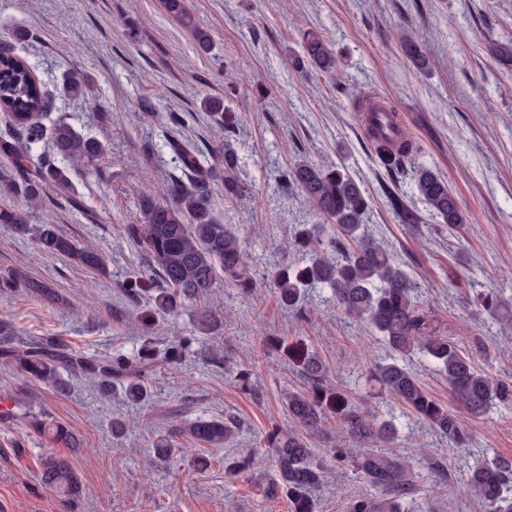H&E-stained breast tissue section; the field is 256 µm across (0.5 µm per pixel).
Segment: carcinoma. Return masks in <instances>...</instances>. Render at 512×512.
<instances>
[{
    "instance_id": "cac0c4a2",
    "label": "carcinoma",
    "mask_w": 512,
    "mask_h": 512,
    "mask_svg": "<svg viewBox=\"0 0 512 512\" xmlns=\"http://www.w3.org/2000/svg\"><path fill=\"white\" fill-rule=\"evenodd\" d=\"M166 11L189 28L200 50L211 43L210 34L193 25L186 0H163ZM28 38V31L16 29L12 36L0 39V112L10 123L15 136L0 140V156L11 161L14 180L6 184L12 194L20 196L26 209L0 210V224H12L26 234L34 210L46 190L53 188L68 196L76 210L84 209L80 198L71 195L68 171L58 166V159L74 163L89 162L105 153L104 144L79 134L70 124L58 120L50 126L41 121L52 107V97L19 55L17 44ZM311 64L321 70L336 68V57L324 39L313 32L304 39L303 52L293 58L297 69ZM94 78L82 70L62 76L63 93L83 97L91 90ZM201 109L217 124H224V101L208 98ZM375 153L386 171L396 179L411 176L425 202L452 230L466 223L447 180L427 167L413 165L417 147L405 136H396L382 126L367 128ZM180 174L172 175L170 201L159 203L149 195L140 200L141 223L126 224L123 232L143 253L150 275L159 279L153 304L157 312L177 314L185 302L205 298L219 280L240 288L249 295L254 281L249 276L240 238L213 216L212 183L216 166L207 162L211 156L224 166V197L241 201L249 197L244 186L233 176L237 158L233 150L222 145L209 152L191 141L169 142ZM284 185L299 188L326 220L336 225L337 233L322 240L312 230L295 234L293 248L302 260L281 266L271 275L276 302L288 309L300 310L308 288H328L336 306L350 316L370 325L382 336L387 355L374 364L372 378L379 387L427 423L436 433L456 443L469 445L461 416L432 398L417 376L401 360L420 356L448 382V390L474 417L491 410H512V376L498 378L476 366L448 338L442 321L422 309L417 286L384 246L363 224L369 202L361 187L339 167L324 168L299 163L283 175ZM390 205L405 224L418 223L395 192L388 194ZM37 247L48 254L64 257L77 264L102 272V256L79 247L72 238L52 225L39 227ZM28 288L32 297L47 303H59V295L48 284L34 282L16 271L0 280V292L19 285ZM480 312L497 315L500 301L493 291L477 297ZM195 338L177 336L163 352V361L178 364L190 352ZM273 346L282 348L304 375L307 388L290 391L285 397L288 417L299 427L314 432L329 416L341 424L343 432L358 443L356 448H330L334 466L352 469L378 497L362 495L351 501L348 512H414L408 500L417 493L403 462L391 452H379L381 442L395 440L393 423L377 422L360 412L347 394L323 381L324 364L303 348H291L281 340ZM155 351L144 340L134 358L123 354L108 357L87 356L70 350L55 337L13 342L0 334V362L23 377L39 381L57 390L66 388L63 376L84 379L94 384L100 398L107 399L115 388L124 398L139 403L147 398V384L154 372ZM9 419L43 435L51 444L79 451L80 441L70 428L46 413L37 411L23 399L14 402L0 420ZM237 423L220 419L198 420L180 429L187 439L202 448H218L230 439ZM277 467L275 479L266 483L269 499H288V512H315L309 492L324 481L327 469L315 461L305 438L294 432L268 437ZM263 457L224 459V475L236 477L254 470ZM38 477L43 485L67 498L81 491V475L70 459L47 452L39 459ZM467 486L479 512H512V497L507 496L512 482V458L496 456L483 462L467 464Z\"/></svg>"
}]
</instances>
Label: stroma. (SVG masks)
Listing matches in <instances>:
<instances>
[{
    "instance_id": "obj_1",
    "label": "stroma",
    "mask_w": 512,
    "mask_h": 512,
    "mask_svg": "<svg viewBox=\"0 0 512 512\" xmlns=\"http://www.w3.org/2000/svg\"><path fill=\"white\" fill-rule=\"evenodd\" d=\"M195 23L213 39L209 54L164 9L161 0H0V38L24 28L31 37L18 52L48 91L55 107L42 121L66 119L79 133L105 145L101 159L82 164L70 178L88 222L63 195L50 193L31 226L55 225L80 245L99 250L108 265L100 274L41 252L32 233L0 224V278L19 270L51 284L62 305H48L16 288L0 293V321L30 341L62 339L76 353L134 356L143 337L165 350L173 337L191 335L193 351L182 364L160 366L142 406L119 396L104 400L86 381L51 390L0 365V412L15 399L34 401L82 439L72 462L82 477L77 500L41 487L36 465L48 445L39 434L0 422V512H288L285 500L266 499L251 475H224L225 458L261 454L273 427L295 430L282 396L305 388L299 369L272 338L308 348L325 364L329 385L347 393L361 411L394 420L389 449L413 474L434 512H474L460 469L459 451L405 413L393 399L378 401L370 359L383 354L378 333L331 303L310 297L311 321L294 318L274 301L268 277L274 267L297 262L288 243L300 225L320 236L334 229L280 176L305 161L341 166L370 198L365 222L421 288L422 306L437 315L460 350L490 375L512 376V329L478 314L475 291L497 292L512 310V61L492 47L512 45V0H187ZM317 32L338 57L330 73L296 72L290 53L304 32ZM409 34L426 56L417 68L403 54ZM72 67L96 83L81 99L62 100L59 80ZM391 102L419 152L418 165L448 182L466 224L448 230L411 178L398 191L415 224L402 223L358 112L363 95ZM224 100L223 125L200 109L202 99ZM150 112H143V104ZM182 115L183 125L170 121ZM199 147L231 144L235 175L247 201L225 199L215 183L213 212L248 245L256 286L249 295L218 283L206 302L217 327L198 328L194 303L174 316L155 314L148 293L130 301L127 282L143 277L139 248L119 227L139 221V199L150 193L168 201L176 165L171 137ZM153 153H146V146ZM250 370L251 393L239 390L237 371ZM235 417L240 427L224 447L207 452L210 467L196 474L187 461L195 445L177 438L169 462L154 463L159 437L196 419ZM120 418L129 431L113 436ZM474 454L512 457V413L466 417ZM447 472L434 474L432 461ZM275 474L272 460L263 463ZM352 472L337 471L313 493L316 512H347L350 501L370 493Z\"/></svg>"
}]
</instances>
